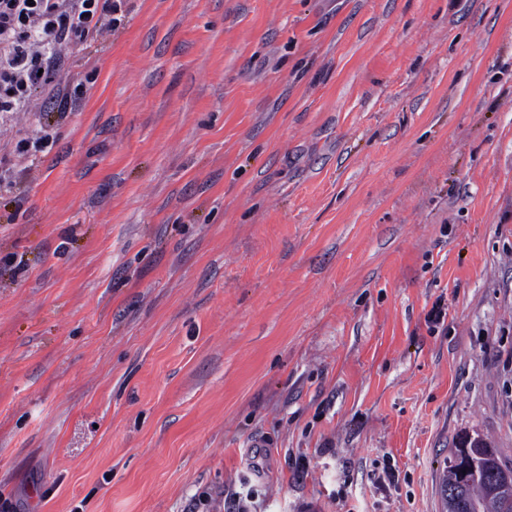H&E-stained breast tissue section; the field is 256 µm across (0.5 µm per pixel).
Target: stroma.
<instances>
[{
	"label": "stroma",
	"instance_id": "obj_1",
	"mask_svg": "<svg viewBox=\"0 0 512 512\" xmlns=\"http://www.w3.org/2000/svg\"><path fill=\"white\" fill-rule=\"evenodd\" d=\"M123 10L72 112L0 116L57 131L0 185V506L442 512L459 434L512 467V0Z\"/></svg>",
	"mask_w": 512,
	"mask_h": 512
}]
</instances>
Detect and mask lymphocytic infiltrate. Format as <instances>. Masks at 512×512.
<instances>
[{"label": "lymphocytic infiltrate", "mask_w": 512, "mask_h": 512, "mask_svg": "<svg viewBox=\"0 0 512 512\" xmlns=\"http://www.w3.org/2000/svg\"><path fill=\"white\" fill-rule=\"evenodd\" d=\"M123 0H0V112L50 106L70 112L81 86L72 84L73 50L119 25ZM52 128L0 139V180L30 158L47 155Z\"/></svg>", "instance_id": "f902f5d3"}]
</instances>
